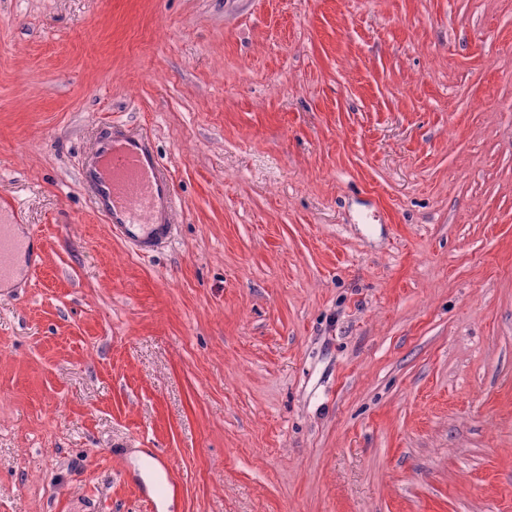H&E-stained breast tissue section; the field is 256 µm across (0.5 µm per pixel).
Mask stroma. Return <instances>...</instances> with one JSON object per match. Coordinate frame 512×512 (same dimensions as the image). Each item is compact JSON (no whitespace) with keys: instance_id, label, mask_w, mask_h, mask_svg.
I'll list each match as a JSON object with an SVG mask.
<instances>
[{"instance_id":"stroma-1","label":"stroma","mask_w":512,"mask_h":512,"mask_svg":"<svg viewBox=\"0 0 512 512\" xmlns=\"http://www.w3.org/2000/svg\"><path fill=\"white\" fill-rule=\"evenodd\" d=\"M0 200V512H512V0H0ZM80 182L94 209L140 252L172 240L177 213L171 178L146 133L114 124L96 138Z\"/></svg>"}]
</instances>
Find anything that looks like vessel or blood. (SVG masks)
<instances>
[{"label":"vessel or blood","instance_id":"1","mask_svg":"<svg viewBox=\"0 0 512 512\" xmlns=\"http://www.w3.org/2000/svg\"><path fill=\"white\" fill-rule=\"evenodd\" d=\"M80 182L94 209L140 252L155 251L172 240L176 199L169 171L147 134L114 124L97 137Z\"/></svg>","mask_w":512,"mask_h":512}]
</instances>
